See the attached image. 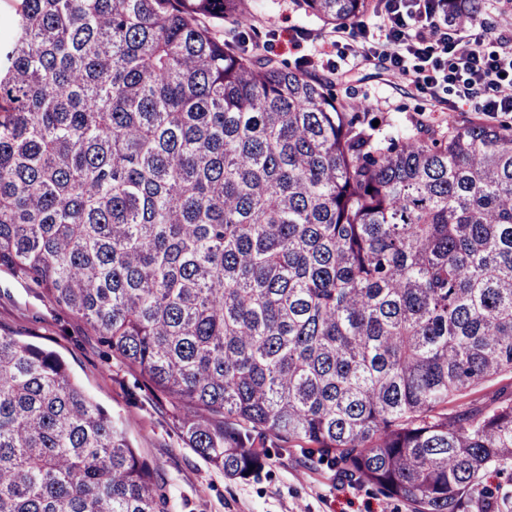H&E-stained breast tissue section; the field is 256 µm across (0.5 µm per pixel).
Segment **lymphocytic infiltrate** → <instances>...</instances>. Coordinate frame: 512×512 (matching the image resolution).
I'll return each instance as SVG.
<instances>
[{
	"instance_id": "lymphocytic-infiltrate-1",
	"label": "lymphocytic infiltrate",
	"mask_w": 512,
	"mask_h": 512,
	"mask_svg": "<svg viewBox=\"0 0 512 512\" xmlns=\"http://www.w3.org/2000/svg\"><path fill=\"white\" fill-rule=\"evenodd\" d=\"M464 6V0H379L385 38L361 54L387 59L416 88L452 84L466 96L483 91L486 112H512V52L482 51L487 28L454 22Z\"/></svg>"
}]
</instances>
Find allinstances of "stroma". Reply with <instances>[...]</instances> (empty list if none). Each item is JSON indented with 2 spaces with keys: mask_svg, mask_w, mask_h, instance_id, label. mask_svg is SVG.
Masks as SVG:
<instances>
[{
  "mask_svg": "<svg viewBox=\"0 0 512 512\" xmlns=\"http://www.w3.org/2000/svg\"><path fill=\"white\" fill-rule=\"evenodd\" d=\"M257 43L277 64L310 62L339 98L387 116L395 132L446 130L450 122L478 117L482 99L453 85L434 94L417 91L383 61L355 54V41L306 14L296 0H251ZM0 332L59 353L71 376L108 409L131 445L147 460L175 505L174 512H415L412 503L386 497L370 485H353L335 470L309 465L299 448L273 457L258 477L230 480L183 441L175 411L138 388V375L118 358H105L100 339L71 327L69 319L38 289L0 272ZM468 512H512V465L487 472Z\"/></svg>",
  "mask_w": 512,
  "mask_h": 512,
  "instance_id": "35a3bbf8",
  "label": "stroma"
}]
</instances>
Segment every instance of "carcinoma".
<instances>
[{
  "mask_svg": "<svg viewBox=\"0 0 512 512\" xmlns=\"http://www.w3.org/2000/svg\"><path fill=\"white\" fill-rule=\"evenodd\" d=\"M298 2L336 28L372 0ZM248 10L17 0L0 271L101 337L225 477L296 443L416 512H465L512 463V397L448 412L512 375V126L390 135L207 25ZM172 509L64 360L0 333V512Z\"/></svg>",
  "mask_w": 512,
  "mask_h": 512,
  "instance_id": "carcinoma-1",
  "label": "carcinoma"
}]
</instances>
